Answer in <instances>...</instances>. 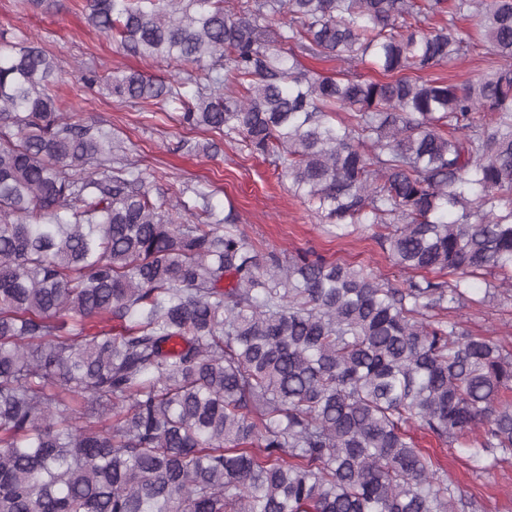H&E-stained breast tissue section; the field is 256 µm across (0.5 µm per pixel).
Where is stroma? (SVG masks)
<instances>
[{"label": "stroma", "mask_w": 512, "mask_h": 512, "mask_svg": "<svg viewBox=\"0 0 512 512\" xmlns=\"http://www.w3.org/2000/svg\"><path fill=\"white\" fill-rule=\"evenodd\" d=\"M83 0H54L50 9L20 8L19 0H0V31L27 36L59 59L63 68L58 86L65 111L110 125L127 157L144 175L161 176V188L152 195L156 205L170 208L175 199L169 186H204L211 191L217 212L235 208L237 229L263 250L278 254L309 253L373 269L382 278L402 282L407 274L394 267L376 244L372 230L362 226L337 238L326 231L321 219L301 203L287 178L278 174L271 158L251 153L242 142L214 138L201 130L179 125L175 112L144 111L135 103H120L104 84L86 85L75 62L96 67L100 76L139 71L154 78H169L180 70L173 61L144 60L133 56L89 28ZM188 138L202 144L192 155L179 150ZM465 328L495 339L512 337V303L484 302L458 313ZM413 439L424 448L464 495H475L483 512H512V461L487 474L476 473L464 452L449 453L438 440L421 430Z\"/></svg>", "instance_id": "obj_1"}]
</instances>
